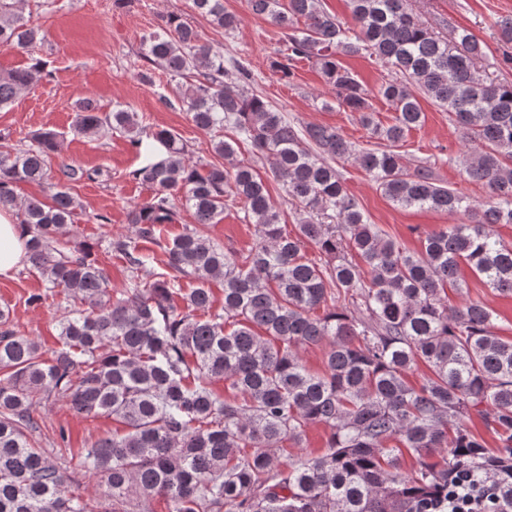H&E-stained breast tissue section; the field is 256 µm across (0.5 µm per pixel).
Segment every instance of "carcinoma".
Listing matches in <instances>:
<instances>
[{
	"mask_svg": "<svg viewBox=\"0 0 512 512\" xmlns=\"http://www.w3.org/2000/svg\"><path fill=\"white\" fill-rule=\"evenodd\" d=\"M347 5L350 26L323 0H247L251 14L283 35L287 62L273 61L272 70L290 79L293 61L314 62L376 148L357 149L331 126L288 122L245 88L251 72L240 60L201 42L180 16L160 19L144 59L173 78L197 72L181 91L194 126L233 129L270 176L238 160L234 140L211 139L224 164L200 165L176 133L153 134L158 159L132 177L155 195L128 211L134 236L111 242L133 273L124 290L112 288L91 244L56 247L77 233L81 204L71 186L97 172L52 170L60 142L50 131L34 134L26 149L0 150V208L18 209L30 270L77 305L59 320V347L48 356L0 308V512H128L133 494L164 498L167 512H445L455 474L512 478V340L497 334L484 302L451 306L447 293L462 292L465 265L512 298V244L496 231L512 224V81L483 73L480 43L465 30L440 37L410 0ZM193 6L226 31L241 22L224 0ZM37 35L19 0H0V47L25 50ZM365 54L394 73L377 91L396 111L387 126L375 122L370 93L339 60ZM42 77L39 61L0 74V107ZM422 97L452 114L467 145L464 172L486 185L487 201H466L431 169H409L395 150L420 124ZM74 131L118 132L142 144L137 113L119 105L100 112L79 102ZM338 159L362 167L400 207L467 222L425 231L421 249L410 251L368 222ZM271 178L295 206L293 233L281 223ZM20 183L45 184L49 194L20 199ZM229 199L254 226L244 253L205 234L224 219ZM176 201L196 226L163 245L168 271L158 273L138 243L160 240ZM309 245L319 258L306 256ZM182 279L196 286L182 294ZM215 280L224 283L220 313L212 311ZM306 346L324 347L322 371L306 366ZM420 365L426 372L413 384L409 374ZM216 380L232 396L216 394ZM52 394L87 418L123 424L124 433L58 466L32 441L34 412ZM476 418L496 447L471 430ZM314 425L328 430L325 450L291 459ZM406 452L416 468L405 475ZM77 474L105 477L107 507L66 493Z\"/></svg>",
	"mask_w": 512,
	"mask_h": 512,
	"instance_id": "carcinoma-1",
	"label": "carcinoma"
}]
</instances>
